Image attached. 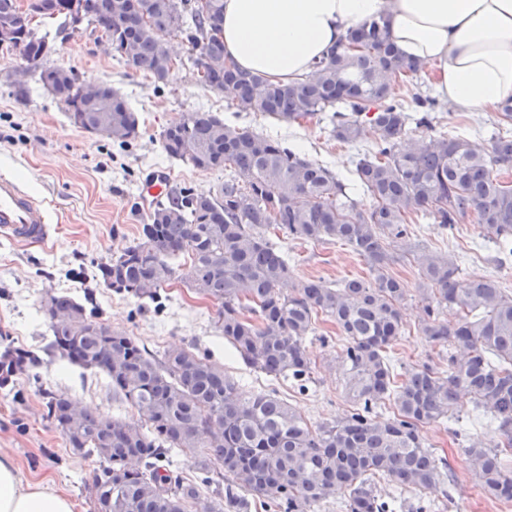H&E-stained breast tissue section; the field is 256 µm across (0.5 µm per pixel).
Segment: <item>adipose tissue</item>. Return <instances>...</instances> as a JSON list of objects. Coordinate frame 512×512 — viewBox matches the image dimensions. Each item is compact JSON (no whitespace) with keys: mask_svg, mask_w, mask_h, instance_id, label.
Masks as SVG:
<instances>
[{"mask_svg":"<svg viewBox=\"0 0 512 512\" xmlns=\"http://www.w3.org/2000/svg\"><path fill=\"white\" fill-rule=\"evenodd\" d=\"M380 15L391 42L426 66L453 111L493 112L512 97V0H224V52L285 83ZM0 512H74V504L0 453Z\"/></svg>","mask_w":512,"mask_h":512,"instance_id":"1","label":"adipose tissue"}]
</instances>
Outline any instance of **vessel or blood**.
Wrapping results in <instances>:
<instances>
[{
	"instance_id": "b4317fda",
	"label": "vessel or blood",
	"mask_w": 512,
	"mask_h": 512,
	"mask_svg": "<svg viewBox=\"0 0 512 512\" xmlns=\"http://www.w3.org/2000/svg\"><path fill=\"white\" fill-rule=\"evenodd\" d=\"M172 177L164 170L147 175L139 188L141 207L151 208L164 198ZM51 219L44 203L30 195L16 179L0 176V236L17 243L46 241Z\"/></svg>"
}]
</instances>
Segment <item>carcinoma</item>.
<instances>
[{
	"instance_id": "cac0c4a2",
	"label": "carcinoma",
	"mask_w": 512,
	"mask_h": 512,
	"mask_svg": "<svg viewBox=\"0 0 512 512\" xmlns=\"http://www.w3.org/2000/svg\"><path fill=\"white\" fill-rule=\"evenodd\" d=\"M31 14L79 16L100 28L126 64L164 81L173 65L167 37L190 44L201 82L246 112L296 122L331 112L332 134L358 142L372 130L375 154H363L344 179L288 142L231 126L211 112H189L161 134L164 152L200 170L226 169L212 193L172 189L139 235L119 255L96 265L92 279L116 294L169 300L165 286L181 278L217 304V328L249 368L287 376L306 390L315 373L305 339L316 320L330 322L347 346L341 357L346 416L315 428L276 391L245 398L236 380L207 353L175 347L152 352L129 333L99 320L98 306L53 292L44 300L50 341L37 353L0 335V395L17 403L33 384L45 418L72 454L99 467L84 485L93 512H313L347 491L348 512H395L376 495V479L421 492L443 483V459L420 430L458 411L457 396L496 424L500 442L466 448L469 471L482 492L512 502V296L491 278L464 279L451 257L408 244L411 225L429 217L444 229L473 213L484 236L499 243L494 261L512 260V137L489 146L444 134L413 138L406 124L432 127L435 101L419 93L394 100L389 80L422 66L390 41L384 17L352 30L299 81L270 83L224 54V0H30ZM18 0H0V45L41 69L40 80L66 107L71 122L92 131L112 117V140L128 143L138 118L112 86L91 90L75 74L55 78L42 67L50 47L22 21ZM360 191L364 204L351 197ZM276 226L288 239L339 241L361 256L369 276L328 285L292 279L288 255L266 237ZM405 246L397 255L392 247ZM410 256L422 280V333L448 351V369L395 372L389 351L402 333L406 288L389 269ZM190 259L185 276L177 260ZM456 312L453 325L441 310ZM56 359L102 373L112 398L147 422L81 407L69 393L44 386L40 368ZM393 406L382 420L376 409ZM191 463L195 479L172 464Z\"/></svg>"
}]
</instances>
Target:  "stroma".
Listing matches in <instances>:
<instances>
[{
  "label": "stroma",
  "instance_id": "35a3bbf8",
  "mask_svg": "<svg viewBox=\"0 0 512 512\" xmlns=\"http://www.w3.org/2000/svg\"><path fill=\"white\" fill-rule=\"evenodd\" d=\"M32 25L50 34L45 66L62 65L74 69L81 80L112 86L136 113L139 134L122 145L74 126L64 104L42 84L38 72L25 69L18 52L0 49V175L12 176L44 198L54 221L52 234L43 244L0 238V333L17 346L36 348L49 334V318L42 306L47 293L67 291L80 298L91 291L99 302L101 320L136 336L149 349L193 346L212 352L214 360L238 379L243 392L276 389L313 426L343 418L350 409L339 367L346 342L332 323L317 322L315 335L304 343L317 370L314 383L302 392L291 379L268 377L230 358L215 326L216 305L184 283L168 287L171 300L158 310L150 303L138 306L134 299L93 280L73 278L70 271L109 260L137 237L146 217L137 209L136 195L146 171L169 170L174 187L197 192H216L223 183L224 171L198 170L163 151L162 132L186 113L214 112L226 123L299 142L309 158L342 174L353 169L363 146L337 141L326 115L298 124L277 122L243 111L224 96L206 90L187 61L189 46L182 37L169 36L175 64L167 81L159 82L127 65L112 52L101 29L88 22L62 29L57 21L37 17ZM496 121L492 112L469 115L442 105L431 127L412 123L408 134L428 137L436 131L483 143ZM412 232L414 241L429 251L456 258L462 277L495 278L512 295V265L494 263V246L484 239L475 217H466L448 230L422 218ZM276 244L287 252L295 279L320 278L336 284L366 274L364 260L342 243L280 237ZM391 272L407 290L403 331L392 350L395 366L447 369V361L420 329L422 301L416 268L397 264ZM42 375L46 386L68 392L97 412L128 421L137 417L130 406L113 399L103 374L78 367L64 370L52 363ZM459 410V419L422 430L426 445L452 467L453 480L446 489L403 491L387 480H377L379 497L399 502L398 512H408L415 503L424 505L425 512H512V503L487 497L467 471L466 443L494 445L497 432L474 411L469 397L460 399ZM0 450L9 453L29 477L47 481L71 496L77 512H89L84 484L98 462L71 455L63 436L44 419L35 391H28L21 404L0 397Z\"/></svg>",
  "mask_w": 512,
  "mask_h": 512
}]
</instances>
